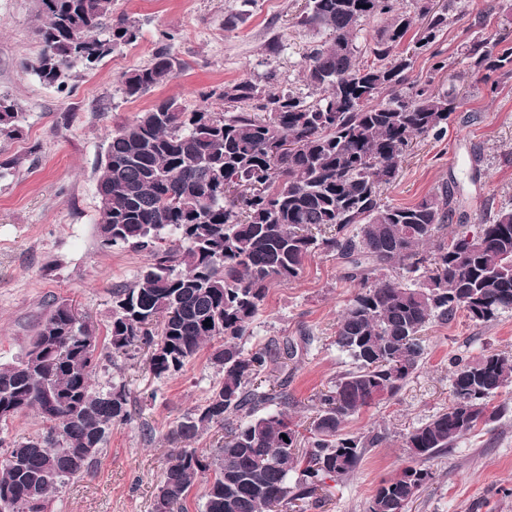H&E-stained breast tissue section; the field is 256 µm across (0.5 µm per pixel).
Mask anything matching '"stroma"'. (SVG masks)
Segmentation results:
<instances>
[{"instance_id": "obj_1", "label": "stroma", "mask_w": 512, "mask_h": 512, "mask_svg": "<svg viewBox=\"0 0 512 512\" xmlns=\"http://www.w3.org/2000/svg\"><path fill=\"white\" fill-rule=\"evenodd\" d=\"M464 14L450 23L434 50L447 71L432 74L430 53L417 51L413 74L433 78L436 89L456 88L464 104L440 138L414 140L395 181L381 191L384 203L406 206L457 179L469 224L512 208V78L497 91L466 73L460 54L467 37L485 28L512 29V0H463ZM307 0H114V15L142 23L134 45L104 58L92 70L73 71L66 87L44 84L35 74L41 53V0H0V95L20 112L19 132L0 137V364L29 348L43 314L57 301L75 305L105 334L112 319V289L136 280L145 254L102 247L97 224L98 159L107 135L155 101L178 97L214 112L223 100L217 87L243 78L260 88L304 92L305 58L325 31L299 25ZM173 32L181 63L176 78L136 99L118 90L117 77L146 64L161 32ZM282 49L267 50L271 40ZM433 50V51H434ZM480 179L470 182L471 165ZM355 292L335 254L318 252L304 262L299 279L272 286L252 324L245 348L269 339L312 338L287 363L272 365L271 382L287 381L289 413L307 428L318 392L332 387L352 361L336 347V322ZM423 362L399 394L350 421L352 434L379 435L353 473L325 480L319 506L305 512H367L382 480L410 460L406 434L452 402L454 359L490 352L512 356V311L482 323L457 313L434 324L423 343ZM221 378L200 352L184 372L154 379L143 353L102 361L96 387L125 385L131 420L113 426L88 474L69 481L50 512H154L170 452L164 436L175 418L204 402ZM433 478L407 512H512V410L460 438L427 464Z\"/></svg>"}]
</instances>
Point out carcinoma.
Instances as JSON below:
<instances>
[{"label": "carcinoma", "instance_id": "1", "mask_svg": "<svg viewBox=\"0 0 512 512\" xmlns=\"http://www.w3.org/2000/svg\"><path fill=\"white\" fill-rule=\"evenodd\" d=\"M41 2L36 73L45 84L62 88L73 70H90L141 38L139 21L112 19V0ZM457 8V0H419L413 17L398 0H308L298 23L329 32L307 54L308 96L241 80L218 93L222 113L168 97L112 130L97 165L98 237L149 262L135 283L112 289L105 352L94 328L60 301L25 354L0 364V429L29 413L43 424L22 443L0 436V512H46L65 482L96 462L112 425L130 420L125 386L93 384L103 356L146 347L149 370L161 379L209 347L222 372L206 401L166 434L172 451L155 512H181L202 478L204 512H274L353 472L377 444L344 427L396 397L421 367L427 325L459 310L483 323L512 311V209L472 231L453 224L462 204L455 181L410 206L380 198L413 141L444 134L463 105L454 91L412 78V58L400 50L417 18V48H431ZM375 20L383 22L378 36L359 44ZM170 40L156 43L147 65L119 75L126 96L175 78ZM463 55L482 80L512 76L506 33L468 39ZM18 122L17 104L0 95V135L17 134ZM317 252L336 254L345 278L359 285L334 339L353 367L316 397L301 451L288 381L277 389L257 383L298 345L273 339L248 350L242 341L269 288L298 279ZM511 384V356L454 362L451 404L407 434L413 464L380 484L368 512H406L432 479L423 463L505 414L508 406L494 399ZM211 428L224 431V446L211 454L192 447Z\"/></svg>", "mask_w": 512, "mask_h": 512}]
</instances>
